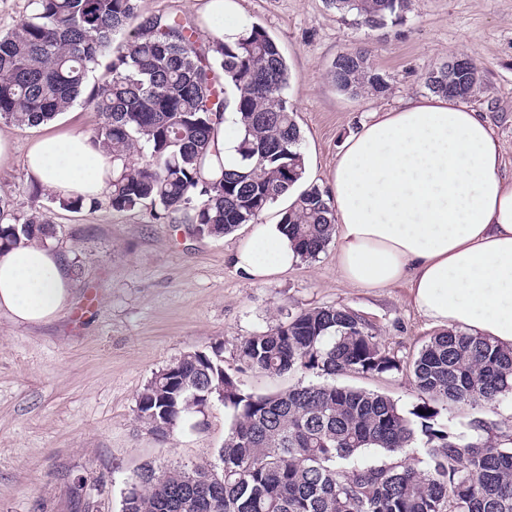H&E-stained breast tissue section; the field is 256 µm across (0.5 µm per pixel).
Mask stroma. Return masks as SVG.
I'll use <instances>...</instances> for the list:
<instances>
[{
    "label": "stroma",
    "mask_w": 512,
    "mask_h": 512,
    "mask_svg": "<svg viewBox=\"0 0 512 512\" xmlns=\"http://www.w3.org/2000/svg\"><path fill=\"white\" fill-rule=\"evenodd\" d=\"M239 2L242 22L264 28L288 61L305 184L326 187L350 132L373 112L425 94V73L461 53L482 72V89L468 105L488 116L512 169V0H411L401 23L373 29L328 8L326 0ZM360 47L369 49L388 81L386 94L350 95L333 84L336 58ZM97 123V113L81 104L37 127L0 121L15 146L0 166V199L21 215L40 205L57 229L51 247L81 267L58 317L18 325L0 315V512H121L127 482L143 464L211 459L226 435L222 404L207 409L204 429H179L162 442L137 418L140 391L190 351L223 345L224 365L233 367L236 344L289 312L337 306L359 313L400 367L380 375L346 373L336 385L386 395L407 413L420 403L408 364L435 328L411 306L405 286L375 292L344 281L336 243L268 282H253L229 257L255 235L256 225L213 238L195 234L179 213L160 218L148 207L113 210L106 194L77 212L33 198L24 167L28 140L90 134ZM238 379L246 391L272 393L324 377L247 372ZM476 417L512 433V394L489 412L448 406L437 423L466 434ZM80 477L85 487L77 495L73 481Z\"/></svg>",
    "instance_id": "35a3bbf8"
}]
</instances>
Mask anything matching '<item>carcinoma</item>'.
Listing matches in <instances>:
<instances>
[{
	"label": "carcinoma",
	"mask_w": 512,
	"mask_h": 512,
	"mask_svg": "<svg viewBox=\"0 0 512 512\" xmlns=\"http://www.w3.org/2000/svg\"><path fill=\"white\" fill-rule=\"evenodd\" d=\"M361 25L403 18L409 0H327ZM29 14L0 32V120L35 127L78 103L97 112L93 145L118 172L109 195L116 211L150 205L189 214L196 232L222 237L254 224L306 172L302 133L288 104L289 68L258 26L232 43H202L197 28L146 13L140 0H30ZM102 78L88 83L117 38ZM331 78L352 95H382L388 84L368 51L339 55ZM433 93L448 94V68L425 73ZM234 95L244 135L235 165L215 149ZM302 260L332 239L327 192L313 184L279 213ZM40 207L22 217L0 199V250L56 236ZM191 351L157 372L138 396L137 416L162 439L214 401L233 422L214 459L146 463L127 482L121 512H512V437L496 440L484 419L473 434L437 428L440 409L491 407L512 393V348L453 329L431 337L411 364L421 405L406 415L390 398L334 383L244 391L236 374L315 372L382 374L399 361L372 327L344 307H314L235 346ZM425 436L423 466L405 449ZM387 459L366 463L367 449Z\"/></svg>",
	"instance_id": "1"
}]
</instances>
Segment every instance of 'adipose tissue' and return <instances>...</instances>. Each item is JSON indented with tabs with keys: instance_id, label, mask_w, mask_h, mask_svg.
Returning a JSON list of instances; mask_svg holds the SVG:
<instances>
[{
	"instance_id": "1",
	"label": "adipose tissue",
	"mask_w": 512,
	"mask_h": 512,
	"mask_svg": "<svg viewBox=\"0 0 512 512\" xmlns=\"http://www.w3.org/2000/svg\"><path fill=\"white\" fill-rule=\"evenodd\" d=\"M237 0H206L208 40H236ZM29 179L63 197L100 196L113 164L86 134L30 139ZM335 212L336 269L351 285L399 284L431 326L486 336L512 347V176L482 112L441 94L410 96L373 113L349 136L328 179ZM297 261L281 225H261L230 262L263 282ZM65 259L49 246L0 252V313L38 324L65 311Z\"/></svg>"
}]
</instances>
